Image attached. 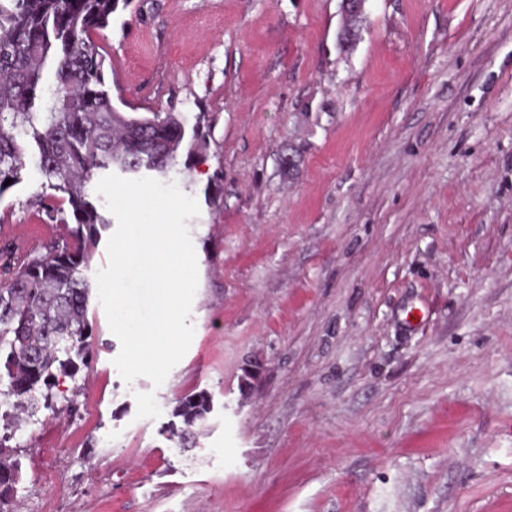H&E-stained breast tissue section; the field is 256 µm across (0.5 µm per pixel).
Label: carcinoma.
Listing matches in <instances>:
<instances>
[{
    "label": "carcinoma",
    "instance_id": "1",
    "mask_svg": "<svg viewBox=\"0 0 512 512\" xmlns=\"http://www.w3.org/2000/svg\"><path fill=\"white\" fill-rule=\"evenodd\" d=\"M130 0H0V195L17 184L32 154L64 210L39 200L46 218L66 225L44 252L0 253V397L11 421L55 411L62 377L90 368L87 321L92 283L86 271L109 221L104 199L88 186L104 172L167 177L181 147L196 152L200 125L186 139L177 112L130 115L118 110L104 80L92 35L106 29ZM212 411L209 394L182 397L167 432L183 449L196 446L197 426ZM0 433V512H14L11 490L21 480L18 449Z\"/></svg>",
    "mask_w": 512,
    "mask_h": 512
}]
</instances>
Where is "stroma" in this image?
Segmentation results:
<instances>
[{"mask_svg": "<svg viewBox=\"0 0 512 512\" xmlns=\"http://www.w3.org/2000/svg\"><path fill=\"white\" fill-rule=\"evenodd\" d=\"M132 0L93 40L123 112L207 118L192 342L92 363L14 431L19 512H512V0ZM295 154L293 175L281 159ZM33 158L0 247L62 233ZM204 391L183 450L166 425ZM212 411L209 394L204 391L192 393L182 397L172 410V417L177 419L167 423V432L171 437H176L180 448H194L197 443L196 427L204 422Z\"/></svg>", "mask_w": 512, "mask_h": 512, "instance_id": "obj_1", "label": "stroma"}]
</instances>
